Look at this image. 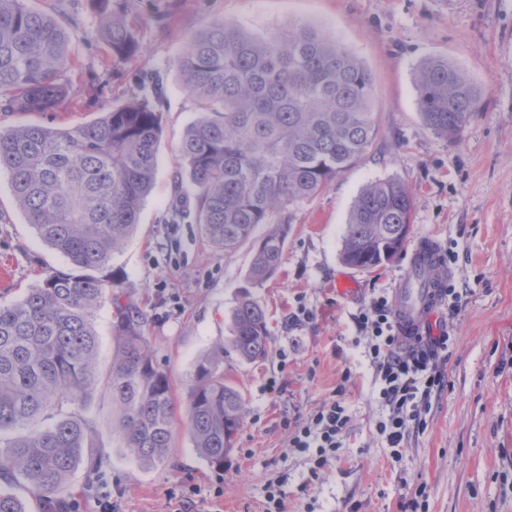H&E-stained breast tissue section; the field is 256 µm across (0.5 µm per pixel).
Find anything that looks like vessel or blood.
I'll return each instance as SVG.
<instances>
[{
    "label": "vessel or blood",
    "instance_id": "b4317fda",
    "mask_svg": "<svg viewBox=\"0 0 512 512\" xmlns=\"http://www.w3.org/2000/svg\"><path fill=\"white\" fill-rule=\"evenodd\" d=\"M447 284L448 273L438 249L429 240H419L394 292V316L401 335L410 340L427 335L434 311L446 302Z\"/></svg>",
    "mask_w": 512,
    "mask_h": 512
}]
</instances>
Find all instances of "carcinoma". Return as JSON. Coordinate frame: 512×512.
Listing matches in <instances>:
<instances>
[{
    "label": "carcinoma",
    "mask_w": 512,
    "mask_h": 512,
    "mask_svg": "<svg viewBox=\"0 0 512 512\" xmlns=\"http://www.w3.org/2000/svg\"><path fill=\"white\" fill-rule=\"evenodd\" d=\"M105 15V63L136 56L133 26L97 0ZM72 34L28 0H0V111L56 112L67 96ZM198 118L184 130L176 172L177 203L194 204L212 247L253 253L248 279L258 286L278 271L294 211L372 147L377 128L369 70L314 26L292 24L265 36L212 19L188 39L178 61ZM419 116L453 142L477 111L480 94L467 73L432 56L414 71ZM151 81L140 97L100 118L61 129L20 125L0 130V171L37 236L64 256L18 301L0 303V512H26L15 485L41 497L64 491L74 469L102 465L87 401L102 389L112 428L142 466L164 464L176 402L169 375L146 336L147 317L109 270L138 226L155 179L161 116ZM408 187L394 177L366 183L354 198L341 259L368 269L391 260L412 223ZM111 310L114 348L102 376L95 311ZM266 313L251 294L232 314L222 351L242 361L264 358ZM219 355L201 357L185 409L198 457L224 465L246 415L240 392L218 372Z\"/></svg>",
    "instance_id": "cac0c4a2"
}]
</instances>
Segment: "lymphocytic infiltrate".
I'll return each mask as SVG.
<instances>
[{
	"instance_id": "1",
	"label": "lymphocytic infiltrate",
	"mask_w": 512,
	"mask_h": 512,
	"mask_svg": "<svg viewBox=\"0 0 512 512\" xmlns=\"http://www.w3.org/2000/svg\"><path fill=\"white\" fill-rule=\"evenodd\" d=\"M365 340V355L376 378V396L382 414L376 430L387 447L403 448L409 435L424 424V417L445 388V371L439 352L448 346V335L421 344L404 342L398 334L389 299L380 295L355 318ZM350 421L343 401H326L307 420L295 424L291 445L315 449L318 466H325Z\"/></svg>"
}]
</instances>
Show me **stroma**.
Here are the masks:
<instances>
[{"label":"stroma","mask_w":512,"mask_h":512,"mask_svg":"<svg viewBox=\"0 0 512 512\" xmlns=\"http://www.w3.org/2000/svg\"><path fill=\"white\" fill-rule=\"evenodd\" d=\"M59 15L76 33L68 87L55 112H0V129L90 122L163 80L158 173L136 231L114 253L125 290L149 319L150 346L167 371L178 407H186L194 366L222 350L243 289L263 304L268 355L241 361L225 352L218 368L242 394L246 419L221 467L195 453L176 423L166 465L147 469L112 434V406L89 404L107 466L88 486L77 468L60 498L75 512H99L109 489L120 512H175V493L194 489L196 512H263L266 487L279 484L288 512H512V0H113L137 31L141 52L104 65L103 19L93 0H29ZM213 18L263 35L309 23L344 44L370 71L377 139L294 214L277 273L249 286V247L227 253L204 243L193 217L171 216L179 143L198 117L178 61L189 36ZM440 55L458 64L481 100L457 142L433 135L418 114L415 67ZM395 177L413 197L409 241L427 236L440 253L455 251L449 279L461 295L442 311L450 335L443 360L448 386L392 456L375 430L382 413L374 372L354 316L373 297L392 294L406 253L372 269L340 257L351 203L367 182ZM15 206L0 174V303L21 299L46 274L67 269ZM351 292L341 294L338 282ZM287 366H280V353ZM278 393H268L269 380ZM343 389L350 422L325 467L314 451L290 443L289 425L305 420ZM224 476V495L212 480Z\"/></svg>","instance_id":"1"}]
</instances>
